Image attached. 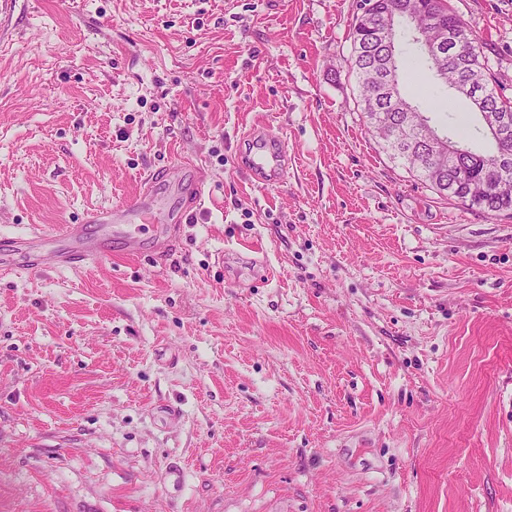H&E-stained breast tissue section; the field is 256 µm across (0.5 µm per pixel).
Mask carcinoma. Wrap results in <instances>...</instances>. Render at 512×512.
<instances>
[{"mask_svg":"<svg viewBox=\"0 0 512 512\" xmlns=\"http://www.w3.org/2000/svg\"><path fill=\"white\" fill-rule=\"evenodd\" d=\"M357 9L369 14L367 18L356 19L350 32L349 58L356 59L357 67L347 68V77L354 81L357 103L379 94L385 63L383 28L390 25V35L396 42L400 35L397 23L413 17L421 34L434 27L445 31L448 82L459 81L472 94L488 100L486 111L480 116L482 132L494 142V151L490 153L468 146L473 131L468 121L460 119L455 112L456 95L449 88L446 97L425 98L417 103L404 100L401 111L392 117L387 110L381 114L362 111L369 127L387 129L383 136L375 134L382 150L439 196L488 216L503 213L511 216L512 100L497 91L496 77L489 67L483 43L472 36L471 29L447 0H357ZM437 111L446 112L454 127V134L440 135L443 143L465 149L458 165L444 170L438 169L430 158L418 154L417 138L402 136L392 125L395 118L404 115L411 125L426 127L430 125L428 114Z\"/></svg>","mask_w":512,"mask_h":512,"instance_id":"carcinoma-1","label":"carcinoma"}]
</instances>
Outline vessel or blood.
I'll return each mask as SVG.
<instances>
[{"label": "vessel or blood", "mask_w": 512, "mask_h": 512, "mask_svg": "<svg viewBox=\"0 0 512 512\" xmlns=\"http://www.w3.org/2000/svg\"><path fill=\"white\" fill-rule=\"evenodd\" d=\"M246 147L240 156L243 169L257 184L278 183L288 173V152L284 142L263 128H254L242 136ZM207 192L206 179L200 172L178 174L164 169L144 177L134 196L122 204L89 212L85 224L98 225L96 236H88L85 224H63L49 232L31 231L0 237V270L4 272H41L49 269H74L84 262L99 260L118 251L128 255L139 252L134 238L112 237L114 228L139 216L160 221L162 231L156 255L165 258L173 247L180 225L197 221ZM177 197L176 206L156 217L155 208L168 194Z\"/></svg>", "instance_id": "vessel-or-blood-1"}]
</instances>
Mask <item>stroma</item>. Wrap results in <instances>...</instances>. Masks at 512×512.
<instances>
[{"instance_id":"1","label":"stroma","mask_w":512,"mask_h":512,"mask_svg":"<svg viewBox=\"0 0 512 512\" xmlns=\"http://www.w3.org/2000/svg\"><path fill=\"white\" fill-rule=\"evenodd\" d=\"M0 235L189 162L167 261L0 277V512H512V217L379 147L357 0H12ZM512 98V0H449ZM260 124L288 176L236 154ZM275 279L256 285L261 264ZM242 139L246 149L240 162L251 181L268 185L285 179L288 152L279 137L271 135L265 128H253L244 133Z\"/></svg>"}]
</instances>
